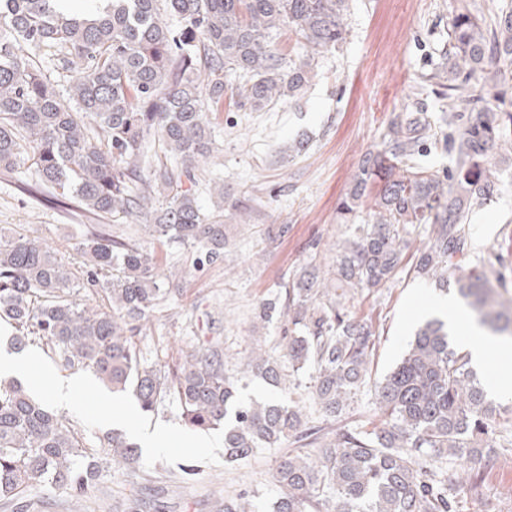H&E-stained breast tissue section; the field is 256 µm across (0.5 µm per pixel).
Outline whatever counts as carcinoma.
Wrapping results in <instances>:
<instances>
[{
    "mask_svg": "<svg viewBox=\"0 0 512 512\" xmlns=\"http://www.w3.org/2000/svg\"><path fill=\"white\" fill-rule=\"evenodd\" d=\"M62 0H0V172L28 173L33 193L74 196L97 215L148 214L149 190L172 196L145 225L168 246L197 250L196 262L224 259L229 225L223 207L206 213L184 182L196 183L214 134L203 110L224 106L226 77L237 74V104L251 112L300 95L319 59L346 41L350 0H106L81 14ZM288 27L301 55L284 58L271 40ZM452 104L433 122L425 112L394 119L380 148L365 156L340 205L348 222L365 213L355 235L336 246L331 276L316 261L288 274L255 313L282 318L284 336L252 348L242 374L292 395L239 398L218 346L192 348L175 362L150 360L138 335L164 298L152 254L98 225L75 243L79 260L58 255L38 237L0 228V322L10 349L36 344L66 370H89L114 394L130 393L144 413L165 401L199 431L224 428V462L239 464L285 443L304 451L282 456L268 512H453L451 496L472 483L458 463L492 460L512 421L454 346L448 324L420 328L402 360L371 382L375 331L354 311L356 291L396 279L417 237L413 271L453 282L479 322L512 336V290L483 260L461 265L471 209L508 189L496 157L512 137V111L498 87L512 79V8L497 26L463 7L448 32ZM71 74L60 94L51 73ZM485 96L473 107L471 81ZM450 137L454 166L442 174L420 157ZM180 161L170 167L153 145ZM98 295L105 305L90 303ZM373 384L378 424H352L330 438L304 413L335 422ZM139 445L114 430L93 439L56 414L18 379L0 380V501L12 503L43 483L74 495L97 485L107 468L132 469Z\"/></svg>",
    "mask_w": 512,
    "mask_h": 512,
    "instance_id": "obj_1",
    "label": "carcinoma"
}]
</instances>
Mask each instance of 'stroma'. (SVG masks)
<instances>
[{
    "label": "stroma",
    "mask_w": 512,
    "mask_h": 512,
    "mask_svg": "<svg viewBox=\"0 0 512 512\" xmlns=\"http://www.w3.org/2000/svg\"><path fill=\"white\" fill-rule=\"evenodd\" d=\"M465 0H351L349 35L342 48L326 54L304 97L279 102L266 112L237 108L224 96V109L209 113L216 150L193 191L204 210H212L215 184L225 194L248 198L235 215L241 232L224 260L194 266L195 252L160 244L138 233V217H99L74 199L52 202L23 194L15 176L0 173V226L19 224L50 246L75 258L74 243L93 224L134 232L153 252L162 281L179 284L139 339L146 357L177 356L179 351L219 344L226 360L243 363L253 344L273 342L280 320L257 326L253 313L271 297L284 274L311 257L331 259L337 241L351 229L338 224L336 211L364 157L380 142L399 113L421 109L439 115L448 98L438 73L449 49L448 27ZM307 150L290 156L295 141ZM470 249L512 283V192L475 208L469 215ZM287 225L275 244L264 233ZM445 293L435 282L400 275L392 284L355 298L358 316L376 333L374 377L400 360L407 341L428 319L431 304ZM110 391L92 383L79 403L57 412L78 423L86 437L104 433L102 417ZM283 451L267 448L246 462L228 465L223 449L172 445L142 454L133 472H108L103 481L75 497L64 488L34 486L24 507L0 512H123L127 499H143V512H220L225 498L255 488L274 497L272 473ZM199 467L193 479L184 464ZM477 484L459 498L454 512H512V446L498 449L493 466L470 464Z\"/></svg>",
    "instance_id": "1"
}]
</instances>
